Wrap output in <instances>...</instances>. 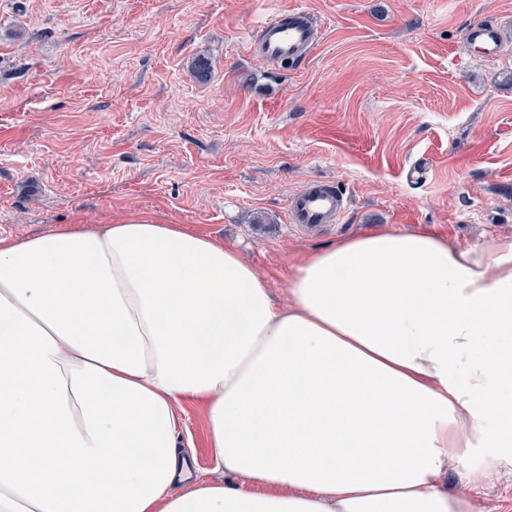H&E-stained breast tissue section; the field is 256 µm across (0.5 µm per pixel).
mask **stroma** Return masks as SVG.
<instances>
[{
	"label": "stroma",
	"mask_w": 512,
	"mask_h": 512,
	"mask_svg": "<svg viewBox=\"0 0 512 512\" xmlns=\"http://www.w3.org/2000/svg\"><path fill=\"white\" fill-rule=\"evenodd\" d=\"M299 6L320 28L307 58L256 60L258 22ZM478 18L512 36V0H0V237L148 214L238 246L280 303L294 259L348 235L512 238V50L473 56ZM313 179L345 191L343 223L288 224ZM184 421L207 478L202 403ZM489 455L442 481L488 471L480 501L512 512Z\"/></svg>",
	"instance_id": "35a3bbf8"
}]
</instances>
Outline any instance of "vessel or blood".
Returning a JSON list of instances; mask_svg holds the SVG:
<instances>
[{
    "instance_id": "vessel-or-blood-1",
    "label": "vessel or blood",
    "mask_w": 512,
    "mask_h": 512,
    "mask_svg": "<svg viewBox=\"0 0 512 512\" xmlns=\"http://www.w3.org/2000/svg\"><path fill=\"white\" fill-rule=\"evenodd\" d=\"M261 57L291 63L305 59L315 44L316 28L311 13L302 7L270 13L257 26ZM467 42L487 56L496 55L501 43L499 29L478 20L467 32ZM349 206L333 182L311 181L288 205V222L297 228L342 223Z\"/></svg>"
}]
</instances>
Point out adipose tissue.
<instances>
[{
    "label": "adipose tissue",
    "instance_id": "1",
    "mask_svg": "<svg viewBox=\"0 0 512 512\" xmlns=\"http://www.w3.org/2000/svg\"><path fill=\"white\" fill-rule=\"evenodd\" d=\"M187 400L211 480L177 449ZM491 420L512 431V238L348 236L284 306L148 215L0 238V512H485L441 478L512 465ZM494 452L491 448H476L473 456L467 462H458L451 458L448 461V470L442 477V482L448 484V490H453L463 480V474L466 470H486L489 455Z\"/></svg>",
    "mask_w": 512,
    "mask_h": 512
}]
</instances>
